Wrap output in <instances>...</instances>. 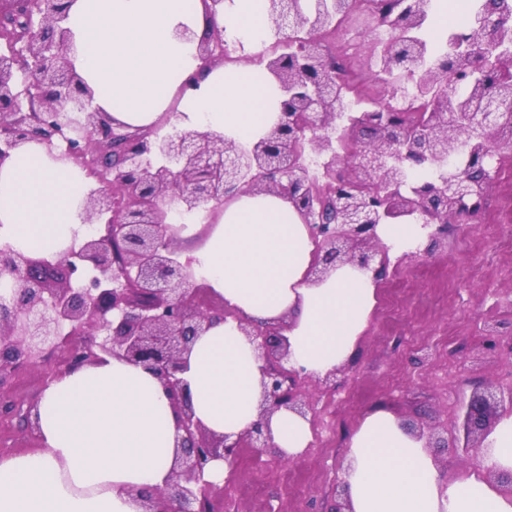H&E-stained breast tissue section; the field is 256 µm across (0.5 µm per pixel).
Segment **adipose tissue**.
Returning a JSON list of instances; mask_svg holds the SVG:
<instances>
[{
    "label": "adipose tissue",
    "instance_id": "adipose-tissue-1",
    "mask_svg": "<svg viewBox=\"0 0 512 512\" xmlns=\"http://www.w3.org/2000/svg\"><path fill=\"white\" fill-rule=\"evenodd\" d=\"M72 62L114 122L157 126L176 113L184 131H220L248 144L276 122L273 77L255 78L237 62L203 66L195 44L175 32L225 39L251 48L268 31L266 0H226L216 20L203 0H73L66 21ZM197 77L196 89L183 83ZM91 188L84 170L55 160L30 142L0 165V244L55 256L81 231ZM317 244L281 195L240 194L219 211L192 269L224 299L228 317L198 336L182 374L195 417L229 436L259 418L267 362L239 329L285 321L288 369L322 375L355 353L378 303V278L351 264L314 281ZM40 451L0 457V512H138L135 492L164 487L175 457L178 418L159 380L116 356L62 375L39 409ZM270 444L297 458L313 441L310 419L281 410L269 420ZM481 468L442 472L425 441L388 409L370 411L349 438L342 472L350 512H512V495L488 469H512V414L487 437Z\"/></svg>",
    "mask_w": 512,
    "mask_h": 512
}]
</instances>
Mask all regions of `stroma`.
<instances>
[{
    "instance_id": "obj_1",
    "label": "stroma",
    "mask_w": 512,
    "mask_h": 512,
    "mask_svg": "<svg viewBox=\"0 0 512 512\" xmlns=\"http://www.w3.org/2000/svg\"><path fill=\"white\" fill-rule=\"evenodd\" d=\"M382 43L372 35L343 56L356 76L372 81L377 104L388 87L376 79ZM383 285L399 290L403 323L388 328L375 308L354 358L336 375V388L309 387L314 441L301 456L281 461L272 449H244L222 490V512H331L338 498L345 452L354 427L374 408L402 421L445 431L457 423L472 393L486 388L512 394V222L484 217L452 224L427 256L400 254ZM497 336L498 348L488 346ZM60 357L15 370L0 393L15 401V415L0 419V456L40 448L24 415L40 403Z\"/></svg>"
}]
</instances>
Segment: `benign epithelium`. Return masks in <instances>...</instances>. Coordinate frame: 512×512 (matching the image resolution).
I'll use <instances>...</instances> for the list:
<instances>
[{"label": "benign epithelium", "instance_id": "7a95c632", "mask_svg": "<svg viewBox=\"0 0 512 512\" xmlns=\"http://www.w3.org/2000/svg\"><path fill=\"white\" fill-rule=\"evenodd\" d=\"M71 0H0V33L23 17L24 32L0 51V164L26 142H37L57 160L88 167L106 163V188L89 193L86 221H105L53 257L0 246V376L35 367L66 348L58 375L90 365L102 354L151 371L178 413L176 457L164 487L140 491L142 512H218L219 485L204 479L210 462L235 467L245 447H269L266 420L285 408L308 416L304 383L326 391L336 371L300 375L282 366L287 344L278 329L240 326L267 360L259 421L232 439L215 435L195 419L187 385L180 378L194 339L229 315L207 303L189 261L168 225L162 205L193 213L240 193L287 195L317 242L312 273L320 281L336 265L350 263L383 276L386 252L377 228L414 217L433 229L480 213L492 178L476 181L452 169L463 154H477L488 167L493 148L512 143L505 117L512 116V83L490 94L472 119L454 111L445 80L466 82L485 71L512 78V12L481 21L482 47L454 46L463 67L442 61L421 72L410 89L429 99L430 111L410 129L391 112H372L346 127L350 150L336 154L328 131L342 115L336 98V66L321 53L324 20L304 0H268V20L282 35L285 57L266 58L280 90L276 124L259 140L238 145L216 132L173 129L159 136L131 132L93 105V93L70 60L72 34L64 26ZM304 42L291 33L302 26ZM415 41L385 43L379 72L399 58L422 53ZM201 60L224 59L218 28L199 44ZM326 158L322 190L302 163L306 152ZM500 400L486 389L462 408L459 430L467 457L482 461L483 441L500 415Z\"/></svg>", "mask_w": 512, "mask_h": 512}]
</instances>
